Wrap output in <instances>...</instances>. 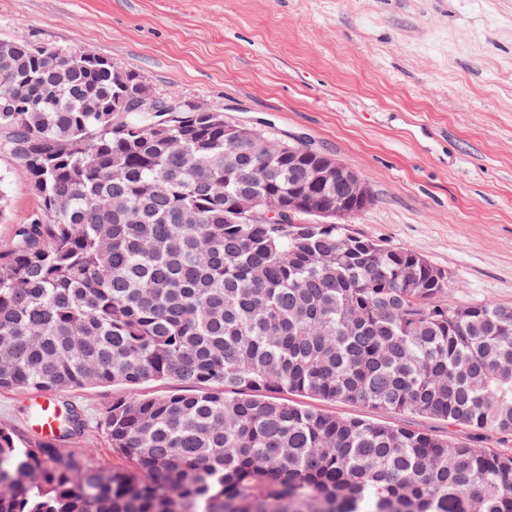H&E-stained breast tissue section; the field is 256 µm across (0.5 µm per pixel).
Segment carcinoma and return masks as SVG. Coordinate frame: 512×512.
Wrapping results in <instances>:
<instances>
[{
  "label": "carcinoma",
  "instance_id": "1",
  "mask_svg": "<svg viewBox=\"0 0 512 512\" xmlns=\"http://www.w3.org/2000/svg\"><path fill=\"white\" fill-rule=\"evenodd\" d=\"M0 39V153L40 201L0 248V388L176 381L115 399L123 466L91 469L0 428V512H512V304L347 224L301 143L257 164L221 112L110 110L112 60ZM239 196L249 211L230 210ZM290 214L268 224L262 214ZM294 394L465 429L337 415ZM493 438L489 446L482 445Z\"/></svg>",
  "mask_w": 512,
  "mask_h": 512
}]
</instances>
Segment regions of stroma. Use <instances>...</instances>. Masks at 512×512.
Wrapping results in <instances>:
<instances>
[{
    "label": "stroma",
    "mask_w": 512,
    "mask_h": 512,
    "mask_svg": "<svg viewBox=\"0 0 512 512\" xmlns=\"http://www.w3.org/2000/svg\"><path fill=\"white\" fill-rule=\"evenodd\" d=\"M0 38L79 48L337 158L372 205L352 231L444 269L457 304L512 303V0H0ZM0 246L39 199L0 155ZM125 387L58 393L82 415L64 452L119 464L103 417ZM32 394L0 427L38 442Z\"/></svg>",
    "instance_id": "stroma-1"
}]
</instances>
